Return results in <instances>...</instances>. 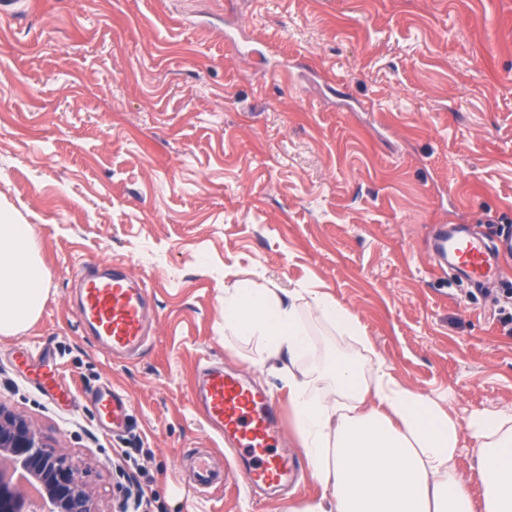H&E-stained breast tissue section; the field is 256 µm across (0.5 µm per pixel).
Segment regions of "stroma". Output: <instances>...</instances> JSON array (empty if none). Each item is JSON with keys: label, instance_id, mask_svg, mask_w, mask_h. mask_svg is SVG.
I'll return each mask as SVG.
<instances>
[{"label": "stroma", "instance_id": "stroma-1", "mask_svg": "<svg viewBox=\"0 0 512 512\" xmlns=\"http://www.w3.org/2000/svg\"><path fill=\"white\" fill-rule=\"evenodd\" d=\"M0 205L50 271L38 319L0 336V404L77 461L119 512L118 449L151 512H296L295 486L189 485L232 454L192 402L221 366L271 393L301 451L276 361L224 333V285L306 284L357 316L360 344L307 301L298 361L319 388L336 357L378 354L459 420L512 408V319L432 271L440 225L512 228V0H19L0 11ZM142 277L154 330L130 359L87 336L68 301L83 267ZM55 355L52 400L16 363ZM127 395L106 434L87 394ZM224 478V473L218 471L212 461L202 456L198 457L197 462L193 465L189 480L195 488L207 489L224 482Z\"/></svg>", "mask_w": 512, "mask_h": 512}]
</instances>
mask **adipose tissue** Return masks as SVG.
<instances>
[{
  "instance_id": "1",
  "label": "adipose tissue",
  "mask_w": 512,
  "mask_h": 512,
  "mask_svg": "<svg viewBox=\"0 0 512 512\" xmlns=\"http://www.w3.org/2000/svg\"><path fill=\"white\" fill-rule=\"evenodd\" d=\"M49 277L30 225L0 206V336L15 335L38 318ZM303 293L322 319L363 340L356 316L316 289L285 294L247 279L224 288L225 332L255 339L267 356L287 361L283 383L323 490L303 512H512V409L460 423L441 401L396 379L381 360L370 376L357 362L337 360L332 378L339 397L331 399V392L293 370L309 347L296 306ZM465 429L479 450L478 511L454 466Z\"/></svg>"
}]
</instances>
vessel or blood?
Listing matches in <instances>:
<instances>
[{"label":"vessel or blood","mask_w":512,"mask_h":512,"mask_svg":"<svg viewBox=\"0 0 512 512\" xmlns=\"http://www.w3.org/2000/svg\"><path fill=\"white\" fill-rule=\"evenodd\" d=\"M512 253V236L500 243H486L478 233L448 232L436 240L434 266H453L469 279L480 282L496 280L502 254ZM81 323L88 336L115 356L135 354L153 327L150 292L144 281L130 276L107 262L85 270L72 292ZM27 367H37L40 387L51 392L58 385V364L35 362L23 356ZM97 415L109 430H121L129 399L109 384L100 385L94 394ZM193 400L208 425L239 458V468L250 489L277 487L287 483L295 466L287 451H275L278 427L283 424L281 406L269 394L249 383L240 373L220 368H203L196 380ZM224 474L212 461L198 458L190 481L195 488L207 489L223 482Z\"/></svg>","instance_id":"1"}]
</instances>
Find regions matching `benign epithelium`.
<instances>
[{"instance_id":"obj_1","label":"benign epithelium","mask_w":512,"mask_h":512,"mask_svg":"<svg viewBox=\"0 0 512 512\" xmlns=\"http://www.w3.org/2000/svg\"><path fill=\"white\" fill-rule=\"evenodd\" d=\"M0 456L20 467L41 490L29 503L0 482V512H98L78 466L42 442L24 418L1 407Z\"/></svg>"}]
</instances>
